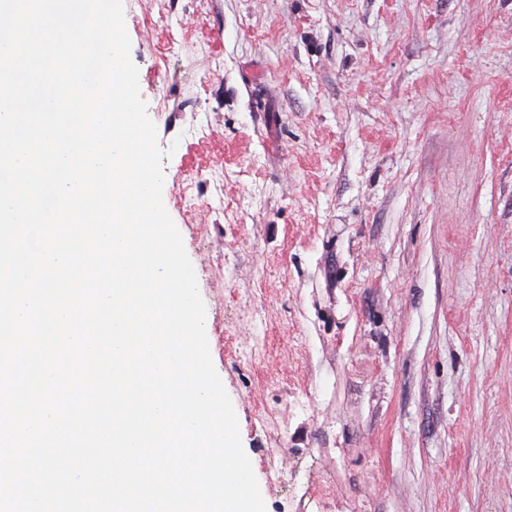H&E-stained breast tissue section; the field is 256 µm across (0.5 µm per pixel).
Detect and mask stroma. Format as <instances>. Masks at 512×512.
<instances>
[{"instance_id": "stroma-1", "label": "stroma", "mask_w": 512, "mask_h": 512, "mask_svg": "<svg viewBox=\"0 0 512 512\" xmlns=\"http://www.w3.org/2000/svg\"><path fill=\"white\" fill-rule=\"evenodd\" d=\"M266 512H512V0H123Z\"/></svg>"}]
</instances>
